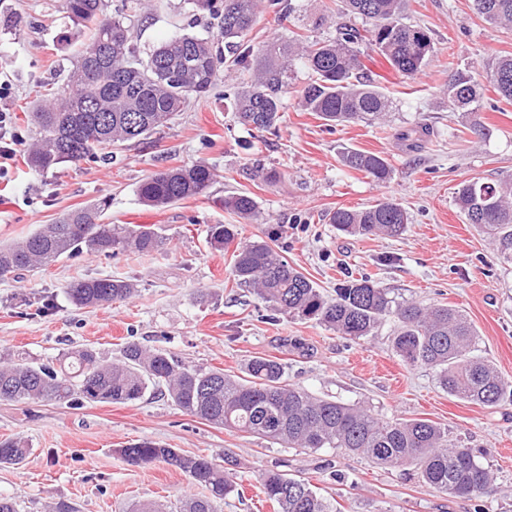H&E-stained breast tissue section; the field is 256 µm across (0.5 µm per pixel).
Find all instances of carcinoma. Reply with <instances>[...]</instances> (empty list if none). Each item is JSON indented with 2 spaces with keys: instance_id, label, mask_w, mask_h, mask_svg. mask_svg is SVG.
Instances as JSON below:
<instances>
[{
  "instance_id": "carcinoma-1",
  "label": "carcinoma",
  "mask_w": 512,
  "mask_h": 512,
  "mask_svg": "<svg viewBox=\"0 0 512 512\" xmlns=\"http://www.w3.org/2000/svg\"><path fill=\"white\" fill-rule=\"evenodd\" d=\"M275 2L208 0L203 11L218 20L224 56L206 38L177 33L143 60L124 17L106 14L102 0H62L67 17L89 31L90 43L61 90L33 113L38 137L26 155L28 166L39 172L77 166L106 157V150L116 145L147 139L183 111L191 98L208 95L223 66L251 75L243 86L224 90V104L259 131L276 130L297 60L312 74L298 95L304 111L315 113L330 127L374 124L385 119L390 103L385 92L360 73L357 45L367 42L407 78L421 74L434 55L430 31L406 22L408 0H342V13L370 22L364 35L346 25L339 27L334 41L291 37L256 48L249 35L263 8ZM473 3L490 24L512 27V0ZM485 80L501 99L511 102L512 56L497 58L487 75L469 69L451 72L442 89L448 111L477 114ZM341 161L379 182L391 177L389 162L378 154L349 149ZM213 180V171L201 163L165 168L144 179L136 194L144 205L163 208L202 196ZM455 205L468 223L483 231L498 258L512 263V176L495 183L478 178L463 181ZM106 207L108 203L101 201L72 211L57 223L44 224L21 241L1 247L0 279L83 252L111 257L150 253L166 244L150 226L103 223ZM224 208L247 223L257 215V203L246 193L225 197ZM328 221L354 236L398 237L409 216L399 202L385 199L359 209L338 208L328 214ZM208 237L210 246L232 250L234 280L253 289L271 310L313 319L351 339L371 335L393 317V351L410 367L435 370L448 394L493 407L512 392V384L475 354L476 332L458 310L399 302L368 274L345 281L328 295L266 241H240L235 224H213ZM137 292L133 281L114 277L81 278L67 286L72 303L83 308L124 301ZM65 359L68 363L57 368L28 361L1 363L0 401L126 403L162 389L184 413L270 445L341 448L381 466L415 465L427 485L451 498L472 500L492 482L491 472L472 450L449 440L448 430L434 422L386 420L368 408L317 397L286 384L282 364L272 358H252L245 379L188 365L166 350L134 341L110 362L85 349L73 350ZM28 454L23 439H0V465L19 464ZM120 456L126 462L135 458L141 466L163 462L208 491L203 498L184 499L179 512H217L216 503L238 491L224 467L209 456L183 455L152 441L130 444L120 449ZM259 479L265 498L278 512H334L307 479L277 468L265 470Z\"/></svg>"
}]
</instances>
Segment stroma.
Listing matches in <instances>:
<instances>
[{
    "label": "stroma",
    "instance_id": "stroma-1",
    "mask_svg": "<svg viewBox=\"0 0 512 512\" xmlns=\"http://www.w3.org/2000/svg\"><path fill=\"white\" fill-rule=\"evenodd\" d=\"M103 3L108 14L126 17L140 57L177 33L224 47L216 20L197 12L192 0H151L142 11L132 0ZM407 16L430 29L436 55L410 80L381 56L364 53L366 75L393 101L384 123L329 130L289 93L276 131L257 132L225 107L221 95L239 75L223 69L214 94L192 100L157 133L115 149L109 160L42 174L15 159L0 178V195L9 203L0 212V247L101 200L109 203V223L159 228L166 244L149 254L85 252L0 280V362L43 364L80 348L109 361L136 341L241 377L253 357H275L289 385L385 418H424L446 428L493 472L487 491L454 499L423 483L410 465L383 467L336 448L272 446L187 415L157 392L123 404L0 402V438L19 437L30 446L22 463L0 467V497L15 501L19 512H44L57 501L77 512H130L138 502L174 512L184 498L202 495L173 467L121 458L120 448L147 440L219 462L232 457L229 471L244 493L225 498L219 512H274L259 482L261 472L274 467L310 480L339 512H512V398L484 407L449 395L434 370L407 366L392 351L393 320L351 340L271 311L252 290L236 286L230 253L207 243L211 225L238 224L225 196L252 194L258 212L251 223L238 224L241 240H266L330 293L349 277L368 274L397 300L458 309L477 333L478 354L512 382V264L497 258L454 203L462 181L512 175V102L485 89L484 132L477 135L469 115L448 111L440 96L450 68L481 70L512 56V30L478 17L472 0H409ZM344 20L340 0H281L278 10L260 14L250 39L256 46L297 34L330 39ZM87 44L61 0H0V80L11 86L0 108L11 112L22 145L36 138L27 110L42 101L37 85L61 88ZM421 126L428 133L419 145L399 139L400 131ZM346 148L386 157L391 178L379 183L345 167ZM192 163L215 174L206 196L164 208L139 201L136 188L154 171ZM261 168L278 171V179H257ZM386 197L397 198L411 216L399 237L352 236L326 219L336 208ZM108 275L134 281L137 294L94 309L70 302V281Z\"/></svg>",
    "mask_w": 512,
    "mask_h": 512
}]
</instances>
